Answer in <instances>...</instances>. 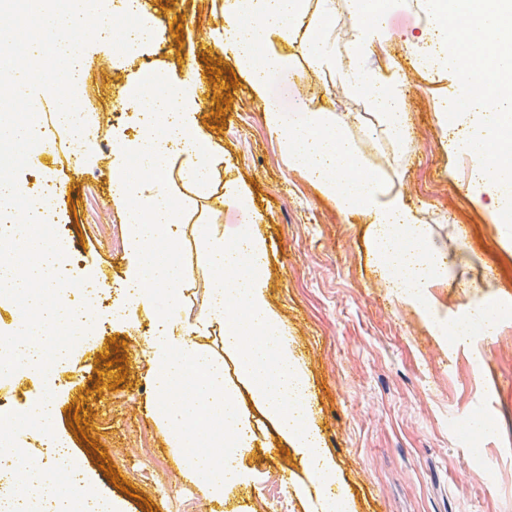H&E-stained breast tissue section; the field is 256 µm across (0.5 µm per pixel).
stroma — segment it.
Masks as SVG:
<instances>
[{"instance_id":"obj_1","label":"stroma","mask_w":512,"mask_h":512,"mask_svg":"<svg viewBox=\"0 0 512 512\" xmlns=\"http://www.w3.org/2000/svg\"><path fill=\"white\" fill-rule=\"evenodd\" d=\"M150 3L154 44L126 57L98 42L82 53L80 104L97 138L77 156L67 131L55 129L53 149L19 175L32 192L66 185L52 201L77 256L65 267L92 274L102 289L95 342L76 343L51 380L24 369L0 377V397H11L13 416L50 392L56 432L69 440L73 460L124 512H310L296 491L307 480L304 466L265 421L245 459L250 482L226 491L223 503L185 481L156 421L143 354L149 322L139 312L126 321L112 317L128 265L126 215L112 201V159L115 145L138 134L133 110L120 103L126 79L137 70L175 79L190 72L215 86L198 120L224 155L220 178L251 199L247 210L225 205L223 224L229 234L246 231L268 243L267 298L309 372L312 422L353 512H512V315L493 338L457 342L436 329L512 298V243L489 195H466L469 176L437 123L441 103L460 90L453 73H429L410 59L423 51L410 36L424 26V0H386L388 38L364 61L406 75V149L375 130L365 98L343 92L300 58L292 60L290 81L271 77L268 91L291 120L304 95L324 111L351 113L349 132L366 164L402 195L449 260L431 319L386 286L368 252V225L337 212L289 168L246 77L217 49L221 16L202 0ZM468 274L480 285L465 292L458 278ZM479 405L490 411L492 427L474 447L459 430Z\"/></svg>"}]
</instances>
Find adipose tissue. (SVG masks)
<instances>
[{"label": "adipose tissue", "mask_w": 512, "mask_h": 512, "mask_svg": "<svg viewBox=\"0 0 512 512\" xmlns=\"http://www.w3.org/2000/svg\"><path fill=\"white\" fill-rule=\"evenodd\" d=\"M334 0H222L221 51L231 54L262 105L263 121L279 141L289 166L313 183L346 217L370 228L374 262L386 284L404 303L434 304L433 290L448 274V262L432 242L427 225L363 160L348 132L349 119L299 101L300 117L288 122L267 96L269 76L292 71L286 48L297 43L318 72L364 96L382 130L403 144L407 116L399 73L373 74L362 65L388 32L375 0H348L350 19L344 47H337ZM117 12L136 25L117 42V51L152 44L157 25L148 0H115ZM138 113L140 137L119 145L112 165V192L127 219L129 264L119 316L134 310L152 314L144 347L152 363L150 384L157 414L181 473L205 497L219 502L227 490L245 485L242 461L255 446L253 411L276 429L303 460L311 477L299 493L312 494L314 512H352L337 494V475L309 424V380L292 350L288 329L267 302L269 250L254 234L232 236L218 220L225 199L243 210L249 196L234 184L215 187L221 155L197 118L203 106L193 74L176 82L136 78L124 99ZM191 225L197 264L207 270L204 305L195 318L183 315L190 269L183 258V225ZM222 331L224 351L205 347L204 336ZM236 379L228 381L225 363ZM55 405L39 402L10 421L12 433L39 429L53 439L56 465L67 468L69 443L54 432ZM48 512H122L86 477L50 482L35 467L23 474L0 472V512H31L33 498Z\"/></svg>", "instance_id": "adipose-tissue-1"}]
</instances>
